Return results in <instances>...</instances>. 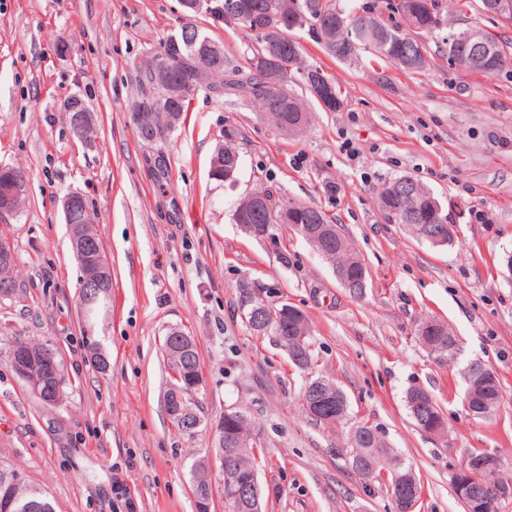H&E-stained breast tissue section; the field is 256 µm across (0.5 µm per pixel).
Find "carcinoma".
Segmentation results:
<instances>
[{"label": "carcinoma", "instance_id": "1", "mask_svg": "<svg viewBox=\"0 0 512 512\" xmlns=\"http://www.w3.org/2000/svg\"><path fill=\"white\" fill-rule=\"evenodd\" d=\"M219 8L218 18L232 20L246 32L247 43L240 61L232 60L224 54V49L215 44L197 27L186 24L180 27L176 38L180 52H170L171 38L159 44L153 54L151 65L143 73L142 81L153 87V93L141 92L135 105H142L151 113L146 127H139L140 137L147 141L156 140L171 131L168 122L174 115L182 116L187 111L188 99L169 101L162 96V89L153 85L151 71L153 66L165 62L172 75L187 83L192 91L200 86L212 92H222L236 97L241 103L254 101L259 104L261 112L272 122L274 128L282 134H294L293 126L297 123L307 124L308 113L301 99L290 89L288 83L301 76V81L311 96L326 112H336L341 108L335 82L317 68L302 66V48L293 37V31L304 26L324 36L326 52L339 60H348L361 49H368L383 61L401 69L421 71L429 64L428 47L425 39L431 38L445 48L448 62L464 69L474 70L486 75H495L508 66V52L503 44L479 28H466L445 31L446 24L442 16L441 0H384L388 15L358 4V0H346L340 7L336 0H202ZM274 16L279 22L278 45L273 53L274 65L280 71H286L288 81L273 91L268 88L267 73L257 68L253 61L260 54L267 53L269 35L265 30L266 19ZM479 34L489 45L491 57L481 65L463 56L467 40ZM239 133L228 127L224 130V144L216 150L210 176L217 181H231L240 165V153L237 147ZM409 184L406 209L402 214L386 216L396 224L406 225L409 233L419 241L427 238L420 223L409 217L413 209L423 215L425 224H444L448 214L434 193L423 183L411 176L395 177L385 183L379 191V203L396 187ZM257 197L264 201L258 213H244L235 210L238 224H270L272 228L285 227L294 234L307 240L312 247L327 261L333 269L346 270L352 277L367 276L366 268L353 253L351 244L334 224L332 218L321 208L283 199L265 190ZM326 229L334 235V243L324 248L318 242L314 232ZM111 292L101 291L91 295L80 296V303L86 313L107 314ZM434 332L420 340L429 351L440 359L454 361L460 355L462 346L457 336L448 326L437 320H431ZM255 333L270 336L288 355L290 362L298 369L309 373L301 395L307 389L322 382L334 388L340 423L348 417L350 399L335 380L323 373L311 374L314 369V355L311 349L310 332L306 318L298 321L296 332L302 341L289 335L286 322L268 315L263 328L249 326ZM168 366L165 403L172 406L176 398L182 397L186 405L194 412H200L198 402L191 398L189 381L201 377L197 344L192 336L186 337L183 347L165 349ZM405 402L409 414L420 430H425V417L420 410L423 403L432 405L436 413H441L430 393L421 388L411 387L407 390ZM236 436L240 447L234 449L232 467L241 473L256 472V454L254 447L248 445L251 426L245 411H240V420L235 423ZM347 462L353 472L364 474L367 469L381 471L386 468L397 472L402 482L412 487L420 484L411 467L402 463L391 453L390 446L378 429L366 423H359L352 428L349 438ZM6 483L16 502L15 512H55V509L39 488L28 484L21 475L12 469L0 466V485ZM258 497L247 498L237 503H224V512H256L255 503H263L262 486H257ZM212 487L203 470L195 475L194 497L199 501L209 500Z\"/></svg>", "mask_w": 512, "mask_h": 512}]
</instances>
